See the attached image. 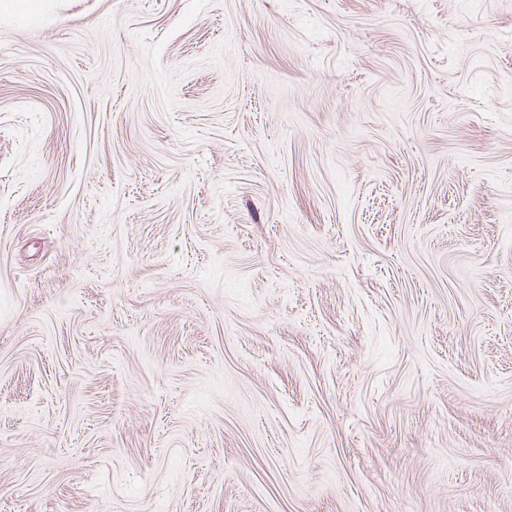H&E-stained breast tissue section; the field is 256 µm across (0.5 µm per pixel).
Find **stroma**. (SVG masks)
<instances>
[{"mask_svg":"<svg viewBox=\"0 0 512 512\" xmlns=\"http://www.w3.org/2000/svg\"><path fill=\"white\" fill-rule=\"evenodd\" d=\"M0 11V512H512V0Z\"/></svg>","mask_w":512,"mask_h":512,"instance_id":"1","label":"stroma"}]
</instances>
